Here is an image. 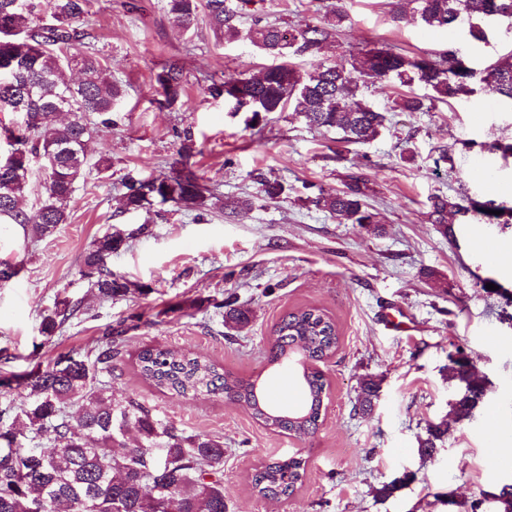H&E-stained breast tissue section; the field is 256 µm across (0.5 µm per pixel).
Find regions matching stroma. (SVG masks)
<instances>
[{
    "mask_svg": "<svg viewBox=\"0 0 512 512\" xmlns=\"http://www.w3.org/2000/svg\"><path fill=\"white\" fill-rule=\"evenodd\" d=\"M334 3L346 19L321 53L299 58L304 70L383 44L411 56L453 48L478 70L512 53L508 19L488 22L487 43L474 44L465 30L422 25L411 4L396 0H250L242 22L257 14L281 25L319 23ZM79 26L123 88L116 125L99 128L92 144V160L110 167L79 183L66 224L52 236L38 240L18 225L0 232V262L22 265L0 285V347L14 356L7 371L88 352L121 332L120 352L102 380L116 398H136L184 432L223 438L226 512H449L452 498L460 512H497L484 493L512 483V470L496 468L485 450L494 432H512V223L489 224L476 214L449 239L429 212L438 194L512 207V156L497 149L512 142V103L481 91L427 112H396L389 96L368 87L365 99L389 118L370 144L343 142L292 111L267 114L258 132L247 113L227 111L208 87L258 73L271 59L249 41L217 40L206 9L181 29L166 0H90ZM173 63L183 70L185 91L182 105L169 109L158 103L157 76ZM186 133L205 183L225 198L252 199L251 208L157 203L124 212L126 175H173ZM479 165L488 168L481 180L472 176ZM350 172L367 176V201L383 234L313 205L319 193L342 188ZM260 173L283 180L287 194L262 198ZM113 225L134 236L111 267L143 290L102 302L78 265ZM481 233L500 242L502 263L475 252ZM428 270L440 281L426 279ZM64 298L81 310L44 341L41 315ZM228 300L252 310L248 326L225 328ZM302 306L324 309L340 334L336 352L318 365L328 396L319 429L307 439L267 430L221 397L159 391L132 365L146 345L190 351L277 391V403L291 407L300 400L296 376L269 364L268 336L282 315ZM491 334L500 345L486 343ZM458 347L490 383L483 407L461 422L450 413L458 388L448 373V355ZM367 376L381 390L365 417L353 406ZM441 422L447 433L421 454L428 424ZM290 457L306 462L294 494L255 495V470ZM396 480L401 488L382 494Z\"/></svg>",
    "mask_w": 512,
    "mask_h": 512,
    "instance_id": "obj_1",
    "label": "stroma"
}]
</instances>
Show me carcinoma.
Returning <instances> with one entry per match:
<instances>
[{"label":"carcinoma","instance_id":"1","mask_svg":"<svg viewBox=\"0 0 512 512\" xmlns=\"http://www.w3.org/2000/svg\"><path fill=\"white\" fill-rule=\"evenodd\" d=\"M419 20L430 27L451 30L466 27L471 39L486 41L482 23L512 19V0H410ZM89 0H47L55 19L42 25L33 0H0V112H19L23 122L0 129L8 146L0 156V224L31 226L34 235L52 234L67 221L76 185L86 179L90 144L95 129L115 124L114 112L123 90L112 81L96 49L85 42L87 33L76 27L87 12ZM204 6L217 37L226 42L242 38L276 57L315 56L330 42L345 19L333 7L334 20L304 23L296 27L269 23L255 16L247 31L240 28L242 13L228 0H167L172 24L188 28ZM82 46L73 53L71 49ZM164 105L180 102L183 74L169 65L157 76ZM491 94L512 101V61L497 62L477 72L456 52L408 56L394 46L383 45L354 53L302 74L287 63L265 69L258 76L227 79L212 84L209 93L224 98L231 112L251 114L252 127L263 115L288 107L302 114L308 126L334 130L347 143L366 145L386 127L387 115L361 98L372 86L382 92L396 84L418 83L430 95H402L393 101V112H426L436 102L471 96L475 83ZM191 148L179 151V170L163 179L125 180V208L142 210L154 202L173 203L191 210L208 206L211 190L200 182L190 163ZM45 172L36 208L21 205L30 187L34 165ZM261 193L274 200L286 186L277 178L260 176ZM368 180L364 173L346 176L344 187L315 198L324 209L347 224L377 226L367 202ZM430 216L440 232L450 237L448 213L475 212L492 223L512 208L492 202L469 201L463 206L446 195L431 198ZM499 214H493V211ZM130 234L121 228L97 237L80 260L78 273L99 299L112 301L139 290L114 273L112 254L120 251ZM79 306L62 299L41 316L40 333L50 340L61 332ZM250 321V310L225 306L224 323L241 328ZM339 345L333 319L316 307L286 313L273 329L268 360L271 363L302 357L301 382L304 403L286 416L270 409L251 379L220 372L219 367L193 353L145 346L135 356L139 376L151 386L178 394L204 390L214 396L246 405L262 426L308 438L319 427L327 381L313 364L323 361ZM118 346L107 341L84 354H60L53 364L34 366L23 374L0 375V389L24 386L29 401L20 410L0 411V512H226L224 502V441L217 436L185 434L158 419L134 398L115 399L97 374L111 366ZM451 378L459 393L451 403L455 420L468 419L483 405L485 382L469 370V360L448 355ZM380 385L372 377L360 385L359 410L373 411ZM135 431L137 445L112 452L115 444ZM58 443L49 452L27 447L28 435ZM305 461L288 458L270 462L252 477L253 490L262 497L295 491L302 483Z\"/></svg>","mask_w":512,"mask_h":512}]
</instances>
